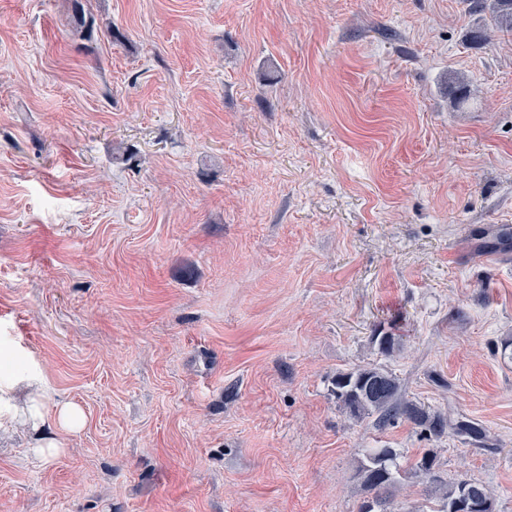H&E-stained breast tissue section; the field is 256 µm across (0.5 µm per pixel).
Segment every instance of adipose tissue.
I'll return each mask as SVG.
<instances>
[{
  "mask_svg": "<svg viewBox=\"0 0 512 512\" xmlns=\"http://www.w3.org/2000/svg\"><path fill=\"white\" fill-rule=\"evenodd\" d=\"M83 423L84 414L78 406L48 402L35 379L0 382V434L10 433L20 424L30 427L37 434L31 448L37 459L46 460L61 453L54 431L73 433Z\"/></svg>",
  "mask_w": 512,
  "mask_h": 512,
  "instance_id": "adipose-tissue-1",
  "label": "adipose tissue"
}]
</instances>
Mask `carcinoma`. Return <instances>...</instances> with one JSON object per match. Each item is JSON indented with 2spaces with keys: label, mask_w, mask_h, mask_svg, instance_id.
I'll return each instance as SVG.
<instances>
[{
  "label": "carcinoma",
  "mask_w": 512,
  "mask_h": 512,
  "mask_svg": "<svg viewBox=\"0 0 512 512\" xmlns=\"http://www.w3.org/2000/svg\"><path fill=\"white\" fill-rule=\"evenodd\" d=\"M472 9L489 12L492 30L512 33V0H472ZM336 402L357 418H374V425L384 428L402 419L421 428L429 437L441 439L448 430L478 442L484 431L470 420L451 422L437 412H430L401 392L398 379L376 367H359L336 373L332 382ZM399 453L394 448H373L359 463L357 477L370 497L363 501L359 512H394L400 470ZM436 456L427 450L410 464L411 473L425 482L427 499L442 502L438 512H494V498L483 484L460 479L448 483L436 470Z\"/></svg>",
  "instance_id": "1"
}]
</instances>
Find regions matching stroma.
I'll return each mask as SVG.
<instances>
[{
    "mask_svg": "<svg viewBox=\"0 0 512 512\" xmlns=\"http://www.w3.org/2000/svg\"><path fill=\"white\" fill-rule=\"evenodd\" d=\"M0 0V512H358L433 449L512 512V34L469 0ZM473 100L460 102L457 81ZM401 343L381 354L383 322ZM375 366L483 445L330 393ZM83 423L84 414L78 406L48 402L34 378L0 380V435L12 432L18 424L30 427L38 434L31 448L35 458L46 460L62 451L54 434L45 433V426L74 433ZM399 453L393 448H372L359 463L357 477L368 490L359 512H394L397 485L396 473L400 470Z\"/></svg>",
    "mask_w": 512,
    "mask_h": 512,
    "instance_id": "35a3bbf8",
    "label": "stroma"
}]
</instances>
